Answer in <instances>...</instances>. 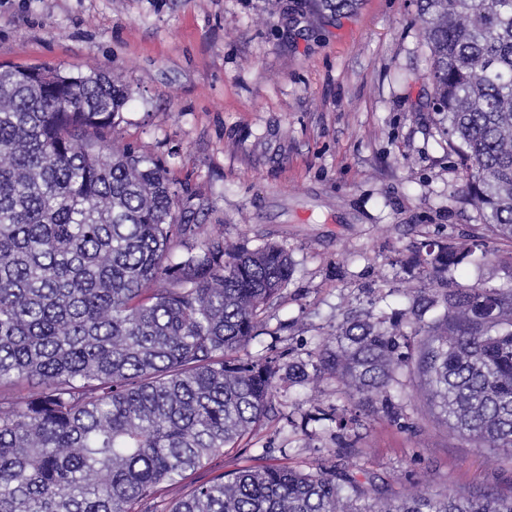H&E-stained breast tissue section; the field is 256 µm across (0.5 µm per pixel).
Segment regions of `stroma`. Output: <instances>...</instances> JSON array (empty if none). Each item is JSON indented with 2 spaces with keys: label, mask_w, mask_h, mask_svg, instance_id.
<instances>
[{
  "label": "stroma",
  "mask_w": 512,
  "mask_h": 512,
  "mask_svg": "<svg viewBox=\"0 0 512 512\" xmlns=\"http://www.w3.org/2000/svg\"><path fill=\"white\" fill-rule=\"evenodd\" d=\"M418 0H359L323 23L292 0H0V64L100 69L130 90L117 144L159 158L195 220L255 248L284 246L293 276L246 355L306 359L347 313L410 316L402 293L427 243L480 225L459 160L429 108ZM357 407L346 439L273 422L198 471L246 464L359 467L387 495L487 487L512 494V459L448 432L408 375ZM336 379L286 387L281 412L344 408Z\"/></svg>",
  "instance_id": "1"
}]
</instances>
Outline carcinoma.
<instances>
[{"label":"carcinoma","mask_w":512,"mask_h":512,"mask_svg":"<svg viewBox=\"0 0 512 512\" xmlns=\"http://www.w3.org/2000/svg\"><path fill=\"white\" fill-rule=\"evenodd\" d=\"M305 3L324 18L357 0ZM419 3L430 106L448 122L484 232L417 256L412 319L353 315L286 366L240 353L292 277L288 251L207 234L159 159L110 147L130 98L110 75L0 65V386L40 384L0 394V512H512V495L485 490L380 505L373 477L334 466L191 480L282 420L283 380L331 376L360 402L383 393L397 421L390 387L404 368L449 434L512 457V283L449 276L476 254L512 270V251L486 238L512 243V0ZM172 486L185 492L168 503Z\"/></svg>","instance_id":"1"}]
</instances>
